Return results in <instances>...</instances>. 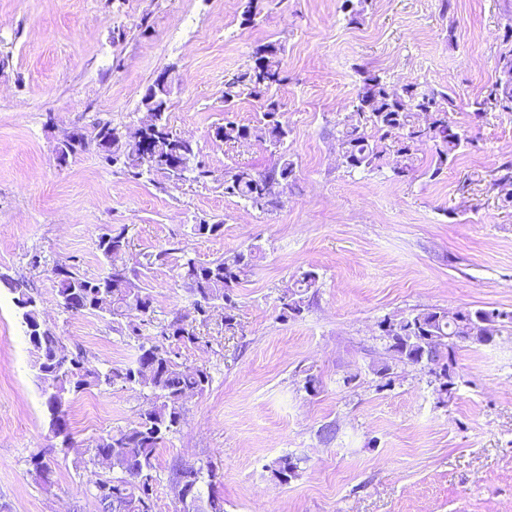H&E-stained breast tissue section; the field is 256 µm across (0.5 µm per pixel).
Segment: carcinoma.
I'll list each match as a JSON object with an SVG mask.
<instances>
[{
  "mask_svg": "<svg viewBox=\"0 0 512 512\" xmlns=\"http://www.w3.org/2000/svg\"><path fill=\"white\" fill-rule=\"evenodd\" d=\"M280 48L258 44L252 51V65L224 83V106L231 109L242 98L260 102L261 117L253 126L226 122L216 127L226 143H243L251 138L267 139L279 146L288 137L281 103L273 88L282 84ZM499 75L486 87L482 100L475 102L480 115L487 107L512 112V49L498 60ZM454 99L434 87L407 84L391 87L380 76L369 74L353 101L350 115L336 122V142L346 168L351 171L380 169L387 156L396 157L392 172L405 177L413 170V151L428 145L432 151L430 177L440 176L448 159L468 144L453 120ZM157 123L125 133L109 121H97L90 134L76 131L66 152L76 155L94 146L108 165H119L132 181L161 175L176 183L199 182L211 171L198 161L183 171L171 170L160 158L177 153L198 156L195 142L182 138L169 127L167 115L159 112ZM294 175V163L283 154L272 167L256 171L240 167L224 173V195L235 197L260 212L281 204V197ZM130 242L126 230L106 233L98 248L107 264V273L88 278L75 266L52 269L57 279V297L62 311L69 314L107 313L116 323L115 331L136 349L134 360L125 366L105 369L90 365L83 351L67 349L60 337L44 327L38 305L21 307L34 298L33 288L19 280L0 275V284L13 295L29 343L36 353L34 368L45 406L49 427L57 436L68 437V412L72 399L102 386L139 387L147 402L138 420L125 429L108 431L88 448L86 464L91 466V496L98 512H156L154 488L156 458L169 437L179 432L184 419L183 398L204 393L211 375L204 366L179 362L180 349L197 348L203 343L199 327L214 312L221 311L224 326H235L238 294L236 288L250 272L256 251H236L208 263L193 258L180 264L179 277L191 297L190 307L174 313L168 322H155L153 299L140 285L138 271L127 264ZM319 276L305 271L279 298L281 317L299 316L308 306L309 293ZM137 319H129L130 313ZM512 323V311L482 308L457 311L454 317L438 308H425L405 316H388L379 322L381 335L398 341L407 352L391 351L393 357L411 366L431 364L429 371L440 381L439 392L454 386L453 367L457 343H486ZM154 334L145 338L144 330ZM35 480L43 488L51 485L50 469L44 457L31 456ZM275 480L289 483L298 475V460L285 454L270 465ZM175 512H224V498L211 464L179 465L170 479Z\"/></svg>",
  "mask_w": 512,
  "mask_h": 512,
  "instance_id": "obj_1",
  "label": "carcinoma"
}]
</instances>
